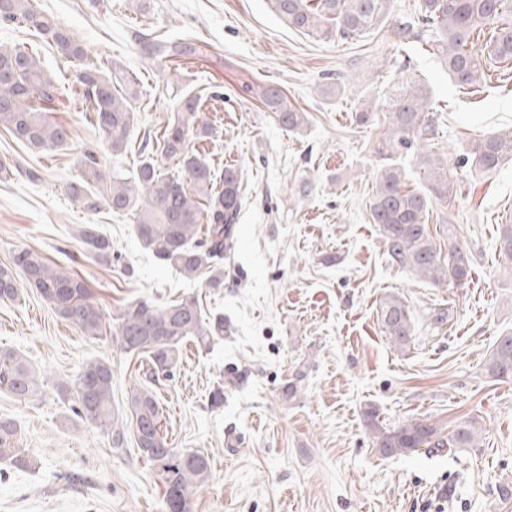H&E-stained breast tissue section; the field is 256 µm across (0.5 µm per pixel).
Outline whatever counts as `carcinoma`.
<instances>
[{"label": "carcinoma", "mask_w": 512, "mask_h": 512, "mask_svg": "<svg viewBox=\"0 0 512 512\" xmlns=\"http://www.w3.org/2000/svg\"><path fill=\"white\" fill-rule=\"evenodd\" d=\"M274 8L300 31L345 39L375 30L390 18V0H274ZM507 15L512 16V0H419L414 11L398 21L397 34L404 40L428 38L432 50L448 65V75L461 85H471L485 75L482 58L470 45L471 35ZM0 21L50 40L66 58L81 62L86 56L84 45L70 29L37 10L33 0H0ZM488 50L492 59H512V25L496 30ZM142 51L151 58L172 60L192 57L197 48L184 41H144ZM75 83L82 104L93 112L102 144L114 156L127 153L135 125V93L128 76L116 68L106 74L94 64H84L75 74ZM59 97L56 80L36 56L17 46L0 45V126L15 140L38 152L57 151L66 145L68 128L50 116ZM259 99L290 131L300 130L307 120L306 113L278 89H262ZM430 105V90L416 80L396 90L390 108L392 133L380 152L394 153L430 140L434 135ZM200 112L196 96L176 95V113L164 129L143 134L138 144L140 159L129 175L104 168L95 149L84 150L79 175L67 192L89 211L105 206L116 214L132 215L140 244L157 261L188 278L205 279L209 288H221L224 278L218 265L233 243L241 210V182L236 168L227 166L218 176L206 157L190 147L192 137L212 134L208 125L199 123ZM509 158L512 128L477 142L464 163L489 172ZM164 160L173 163L174 169L164 168ZM420 165L428 179L424 190L408 188L406 175L396 163L381 169L370 204L371 221L378 225L392 263L437 285H462L472 274L470 256L457 247L442 255L427 223L431 196L442 199L453 193L448 160L427 154L420 157ZM78 238L96 262L112 265V241L96 225H80ZM498 241L499 255L512 265V224L500 226ZM27 287L83 335H109L125 352L146 357L150 370L141 385L130 389L119 414L113 406L112 365L105 360L85 362L64 389L72 394L74 415L110 433L114 447H122L125 432H132L138 452L152 463L161 480L166 512H190L192 489L211 477L210 458L198 450L178 452L169 447L161 430L163 411L155 385L173 375L185 343L204 344L224 333V317H204L195 297L166 303L143 298L125 303L108 323L83 279L57 269L36 251L20 248L10 263L0 265V300L18 301ZM378 320L395 347H407L414 323L400 297L384 298ZM483 370L495 381H512L511 333L497 339ZM0 392L20 401L41 393L37 370L12 349H0ZM373 430L376 449L385 457L406 456L424 448L451 454L459 448L477 447L482 436L475 420L461 421L447 431L421 419H407L393 427L376 425ZM18 442L16 424L0 418V459L26 465L25 449Z\"/></svg>", "instance_id": "1"}]
</instances>
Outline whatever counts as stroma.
I'll use <instances>...</instances> for the list:
<instances>
[{
	"label": "stroma",
	"instance_id": "35a3bbf8",
	"mask_svg": "<svg viewBox=\"0 0 512 512\" xmlns=\"http://www.w3.org/2000/svg\"><path fill=\"white\" fill-rule=\"evenodd\" d=\"M418 0H391V18L353 39L300 32L272 0H33L86 48V62L120 69L137 93L134 138L174 113L172 83L204 101L212 129L192 139L215 169L231 165L243 202L224 285L205 287L144 250L133 219L90 212L67 193L83 151L113 166L75 94L74 62L15 24L0 44L35 52L63 95L56 118L71 126L63 149L35 152L0 127V264L14 249L37 251L82 277L107 314L128 300L197 297L203 313L224 315V335L207 348L186 343L173 376L158 389L171 447L208 453L212 475L191 494L192 512H512L497 489L512 480V383L482 371L499 336L512 331V269L498 254L497 227L512 224V159L478 173L461 165L473 145L512 128V59L489 60L481 83L452 81L426 41L395 26ZM188 39L201 53L170 67L145 57L140 39ZM429 86L435 133L399 155L409 187L423 188L419 157L446 156L451 198L433 200L437 245L468 252L465 285L436 286L393 265L370 219L378 147L390 133L389 94L406 78ZM284 91L307 114L289 131L254 86ZM369 112L359 122L360 112ZM97 225L112 240L102 265L74 236ZM408 305L414 335L395 348L377 310L385 295ZM448 311L443 323L434 316ZM0 347L45 378L43 393L18 401L0 392L32 464L0 462V512H164L160 480L133 440L113 447L70 410L61 386L91 358L113 370L115 408L144 379L143 361L109 338L84 336L35 292L0 302ZM302 387L287 397L289 380ZM223 388L224 402L211 395ZM378 413L367 418L366 410ZM421 418L442 429L477 420L482 439L453 454L386 458L372 424Z\"/></svg>",
	"mask_w": 512,
	"mask_h": 512
}]
</instances>
